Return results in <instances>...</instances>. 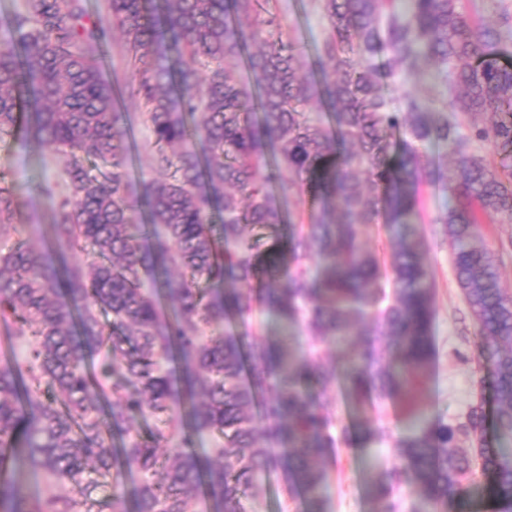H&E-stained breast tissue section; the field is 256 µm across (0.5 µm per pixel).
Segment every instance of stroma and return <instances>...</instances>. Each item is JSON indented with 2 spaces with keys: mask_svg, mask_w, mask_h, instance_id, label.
Wrapping results in <instances>:
<instances>
[{
  "mask_svg": "<svg viewBox=\"0 0 512 512\" xmlns=\"http://www.w3.org/2000/svg\"><path fill=\"white\" fill-rule=\"evenodd\" d=\"M272 6L284 20L282 38L295 41L305 52L306 65L316 66V48L328 28L321 0H273ZM110 42L112 63L106 68L105 77L120 92L121 109L132 120L140 153L129 173L132 179L149 180L156 176L150 166L153 136L140 118L134 95L136 80L125 63L123 39L114 31ZM449 80V68L439 64L429 65L423 74L416 76L397 70L386 79L383 92L395 105L405 96L418 95L429 107L437 108L448 98ZM0 172L21 184L17 221L23 228L22 238L33 250H42L53 218V205L65 194L59 156L32 141L24 145L0 144ZM445 204L446 195L440 188L425 187L422 218L408 225L407 230L424 235L428 241L427 260L435 277L437 309L438 362L431 379L416 390L415 398L426 416L453 423L476 401L478 382L486 372L473 359L480 341L477 326L457 286L451 251L441 233ZM351 445L324 492L329 512H378L377 503L368 493V482L374 474L373 457H385L386 452L379 444L361 448L356 439Z\"/></svg>",
  "mask_w": 512,
  "mask_h": 512,
  "instance_id": "1",
  "label": "stroma"
}]
</instances>
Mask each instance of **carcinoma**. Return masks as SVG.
I'll use <instances>...</instances> for the list:
<instances>
[{
	"mask_svg": "<svg viewBox=\"0 0 512 512\" xmlns=\"http://www.w3.org/2000/svg\"><path fill=\"white\" fill-rule=\"evenodd\" d=\"M271 2L164 0L151 12L145 0H108L106 20L92 22L89 0H25L15 16L0 47V143L22 134L61 154L67 194L52 240L95 260L70 262L52 245L0 250V326L8 346H27L24 366L0 359V512H127L131 471L134 512H196L201 490L216 512H249L269 477L306 512H328L339 444L394 398L410 429H360L393 459L370 485L380 512H448L478 473L497 512H512V295L479 233L486 218L512 222L504 36L462 0H408L404 16L382 14L386 0H322L328 34L319 69L303 76V51L275 37ZM114 29L163 181L129 178L138 147L103 76ZM385 51L393 68L450 66L446 108L415 96L391 107L376 65ZM462 118L501 170L465 150ZM432 144L458 155L452 174ZM436 183L482 338L475 361L492 371L497 446L485 402L448 424L423 419L410 395L437 358L426 240L396 238L387 268L360 244L380 220L415 223L423 186ZM302 194L307 224L279 206ZM16 197L0 181V238L19 232ZM349 345L342 361L328 356ZM146 414L163 427L138 431ZM206 436L219 439L213 457L193 450ZM27 468L53 483L49 496L20 494Z\"/></svg>",
	"mask_w": 512,
	"mask_h": 512,
	"instance_id": "obj_1",
	"label": "carcinoma"
}]
</instances>
